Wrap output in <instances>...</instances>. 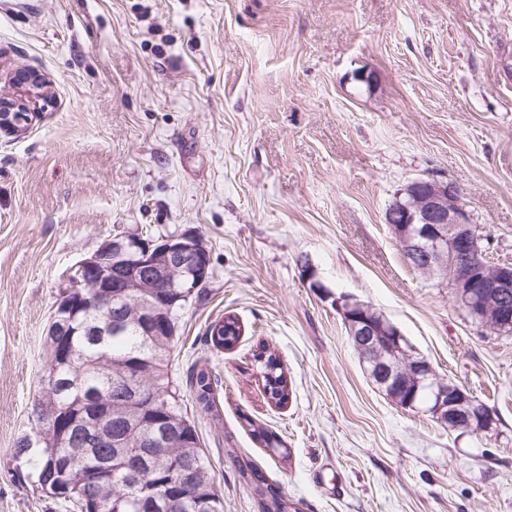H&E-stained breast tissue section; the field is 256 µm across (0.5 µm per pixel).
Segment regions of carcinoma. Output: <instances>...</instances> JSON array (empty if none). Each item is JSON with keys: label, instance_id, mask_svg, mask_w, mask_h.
Listing matches in <instances>:
<instances>
[{"label": "carcinoma", "instance_id": "1", "mask_svg": "<svg viewBox=\"0 0 512 512\" xmlns=\"http://www.w3.org/2000/svg\"><path fill=\"white\" fill-rule=\"evenodd\" d=\"M188 293V288H172L163 294L150 292L141 296L140 302L167 304L175 296ZM112 319L113 312L89 306L71 324L72 334L68 341L73 358L67 363L57 364L46 360L41 378L44 418L53 416L65 428L66 419L83 411H92L103 402L112 403L114 412L124 410L117 379L128 370H140L153 395V399L147 403V412L159 419H178L185 424L186 430L184 437L174 442L164 455L146 465L145 469L153 470L152 480L155 482H179L182 463L194 461L207 476L211 500L203 503L188 495L170 509L162 503L149 505L143 502L144 494L128 481L123 458L115 448H91L72 467L65 469L62 462L72 456L70 449L60 445L43 447L39 456L33 457L30 439L23 438L15 448V457L26 460L30 465L36 488L54 491L53 497L75 512H223V498L211 476V466L199 434L183 413L180 390L170 380V353L177 335L162 331L147 343L133 324L126 332L110 336L105 346L98 344L96 337L85 335V323L104 328L112 323ZM206 334L210 336L212 344L231 349L241 336V326L237 316L228 314L213 321L207 327ZM256 358L262 359L264 389L269 391L270 398L276 404L286 403L289 386L280 360L263 349L256 354ZM213 381L215 376L205 364L191 370L189 375V384L197 404L202 411L215 417ZM100 459L110 462L112 476L106 481H100L93 475ZM244 474L253 482L254 493L265 512H300L295 504L286 501L277 490L265 484L254 470L247 469Z\"/></svg>", "mask_w": 512, "mask_h": 512}]
</instances>
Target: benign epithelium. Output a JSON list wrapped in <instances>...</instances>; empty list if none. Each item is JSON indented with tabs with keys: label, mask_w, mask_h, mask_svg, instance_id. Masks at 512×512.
<instances>
[{
	"label": "benign epithelium",
	"mask_w": 512,
	"mask_h": 512,
	"mask_svg": "<svg viewBox=\"0 0 512 512\" xmlns=\"http://www.w3.org/2000/svg\"><path fill=\"white\" fill-rule=\"evenodd\" d=\"M46 87L40 75L26 72L15 96L0 97V131L24 132L40 107ZM385 223L408 264L448 282L455 306L468 314L480 332L512 333V265L490 260L483 228L473 222L455 183L434 175L408 180L388 204ZM127 257L139 259V271H124L122 260ZM210 264L209 250L191 231L158 240H145L137 233L106 238L74 267L58 295L62 308L53 315L49 335L70 334L67 314L81 306L87 293L99 307L116 312L111 329L118 331L127 324L122 313L130 305L134 290L176 288L179 277L187 274L194 277L193 288L198 289L208 281ZM367 307L349 294L336 298V310L361 352L362 370L375 387L395 399L398 391L407 392L405 407L414 410L418 394L428 391L425 412L450 430H493L496 417L492 409L478 407L462 387L439 376L386 315L372 314ZM165 313L164 308L143 312L140 323L144 335L157 334L153 323L164 320ZM73 425L78 427V436L70 447L78 451L106 444L125 447L123 437L112 436V424L106 418L89 414L75 419ZM163 450V444L146 441L125 456L128 478L140 479L142 464Z\"/></svg>",
	"instance_id": "obj_1"
}]
</instances>
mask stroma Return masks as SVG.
<instances>
[{
	"label": "stroma",
	"instance_id": "35a3bbf8",
	"mask_svg": "<svg viewBox=\"0 0 512 512\" xmlns=\"http://www.w3.org/2000/svg\"><path fill=\"white\" fill-rule=\"evenodd\" d=\"M18 68L45 75L50 104L0 132V512H66L14 450L60 290L125 231H192L210 251L170 376L224 512H261L247 461L301 512H512V336L479 334L384 221L407 180L443 177L512 263V0H0V93ZM342 294L491 407L495 430L380 393ZM227 313L244 332L219 352L205 332ZM262 347L284 405L263 391ZM196 362L218 377L219 418L185 385ZM256 360L263 358L260 362L263 372L264 389L269 391L270 398L277 405L285 404L289 398L288 379L284 374L280 360L273 353H267L264 347L255 355Z\"/></svg>",
	"mask_w": 512,
	"mask_h": 512
}]
</instances>
